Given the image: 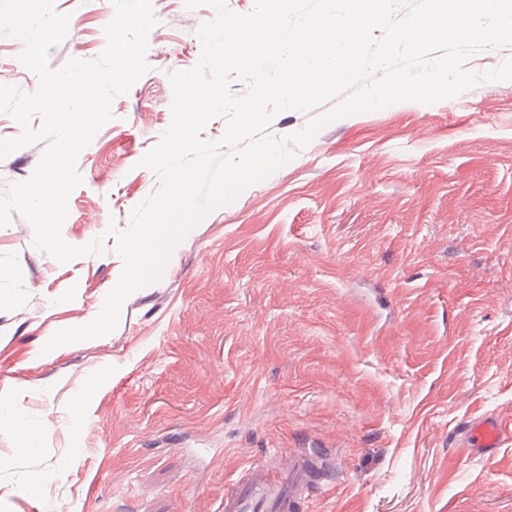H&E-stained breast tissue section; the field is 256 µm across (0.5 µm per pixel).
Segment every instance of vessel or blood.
Returning a JSON list of instances; mask_svg holds the SVG:
<instances>
[{
  "label": "vessel or blood",
  "mask_w": 512,
  "mask_h": 512,
  "mask_svg": "<svg viewBox=\"0 0 512 512\" xmlns=\"http://www.w3.org/2000/svg\"><path fill=\"white\" fill-rule=\"evenodd\" d=\"M512 440V433L494 417L465 430V448L480 452L498 448ZM314 455L293 451L277 469L252 463L231 489L224 493V512H301L313 483Z\"/></svg>",
  "instance_id": "obj_1"
}]
</instances>
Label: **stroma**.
Here are the masks:
<instances>
[{"mask_svg":"<svg viewBox=\"0 0 512 512\" xmlns=\"http://www.w3.org/2000/svg\"><path fill=\"white\" fill-rule=\"evenodd\" d=\"M152 7L150 69L80 153L61 229L102 253L62 264L22 216L0 227V512H221L244 469L294 448L334 458L303 512H512V442L460 445L467 423L512 422V46L469 56L478 81L455 97L331 122L193 227L113 332L44 352L118 282L108 226L158 189L140 161L215 16ZM55 8L70 21L52 66L97 58L111 0ZM25 49L0 30V84L31 94ZM44 148L0 159V194Z\"/></svg>","mask_w":512,"mask_h":512,"instance_id":"1","label":"stroma"}]
</instances>
